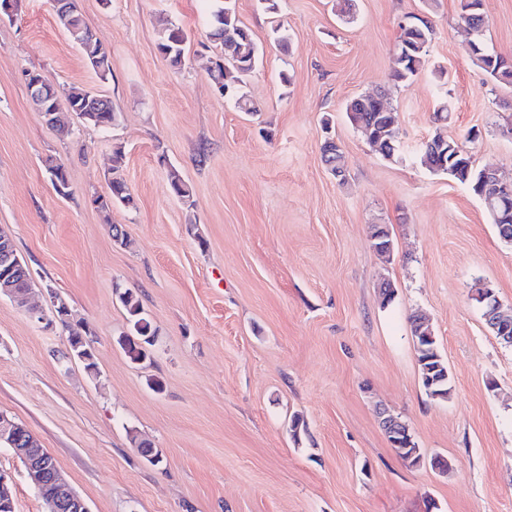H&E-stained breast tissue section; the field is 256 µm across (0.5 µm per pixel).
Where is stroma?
<instances>
[{"instance_id": "35a3bbf8", "label": "stroma", "mask_w": 512, "mask_h": 512, "mask_svg": "<svg viewBox=\"0 0 512 512\" xmlns=\"http://www.w3.org/2000/svg\"><path fill=\"white\" fill-rule=\"evenodd\" d=\"M274 2L232 0L260 49L244 85L251 112L211 75L212 0H77L111 55L105 81L53 0H20L0 21V227L30 270L31 304L58 294L90 325L99 371L63 361L61 327L0 296V412L32 432L91 512H427L431 502L512 512V345L472 298L483 284L512 311V244L465 186L419 162L440 131L512 181V86L468 56L459 0ZM423 11L433 34L422 70L397 82L399 23ZM482 11L489 46L512 58V0H482ZM171 25L187 35L178 68L158 50ZM31 69L59 99L76 87L107 97L117 123L55 131L31 102ZM378 93L398 116L389 160L344 112ZM329 135L342 180L322 158ZM117 150L135 205L106 215L92 200L108 193ZM49 157L65 166L69 195L53 189ZM173 171L190 201L172 194ZM375 224L389 229L391 253L374 249ZM128 289L156 332L139 364L118 343ZM416 314L448 366L447 400L421 384ZM384 411L451 470L407 466ZM139 439L161 451L160 465ZM0 469L14 479L16 512H44L3 446Z\"/></svg>"}]
</instances>
